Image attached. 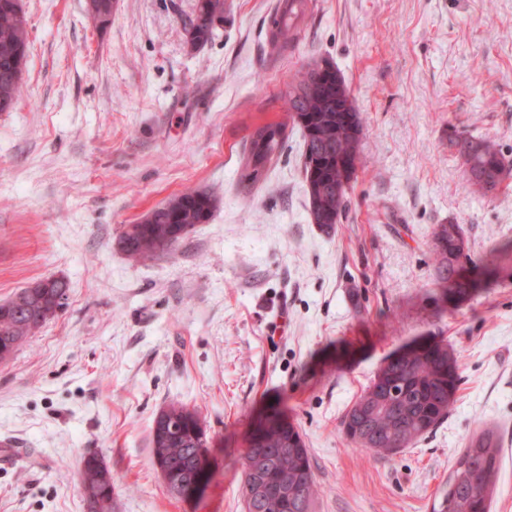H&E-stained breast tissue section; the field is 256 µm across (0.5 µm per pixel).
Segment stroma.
Masks as SVG:
<instances>
[{
    "label": "stroma",
    "mask_w": 512,
    "mask_h": 512,
    "mask_svg": "<svg viewBox=\"0 0 512 512\" xmlns=\"http://www.w3.org/2000/svg\"><path fill=\"white\" fill-rule=\"evenodd\" d=\"M277 0H225L211 43L184 25L195 0H22L23 93L0 112V302L65 278L57 317L0 361V512H87L89 453L112 472L113 512H244L239 455L280 408L305 436L315 512H431L480 424L500 430L492 512H512V179L484 196L452 130L512 158V0H309L294 40L269 44ZM326 58L363 118L366 163L340 224L308 218L301 134L255 185L249 135L284 121L295 76ZM188 190L218 199L178 247L136 262L127 225ZM459 224L490 288L443 305L436 225ZM437 336L462 382L447 421L382 459L341 419L392 352ZM198 410L212 478L172 496L152 464L160 408Z\"/></svg>",
    "instance_id": "35a3bbf8"
}]
</instances>
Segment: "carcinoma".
<instances>
[{
	"label": "carcinoma",
	"mask_w": 512,
	"mask_h": 512,
	"mask_svg": "<svg viewBox=\"0 0 512 512\" xmlns=\"http://www.w3.org/2000/svg\"><path fill=\"white\" fill-rule=\"evenodd\" d=\"M224 18V0H195L186 24L187 42L193 49L206 45ZM293 25L272 23L273 47L293 40ZM29 48L28 20L21 0H0V112H10L22 94L19 70L26 68ZM288 121L266 124L249 138L245 153V181L257 182L280 152L288 125L300 129L303 138L302 166L308 195L310 223L330 228L340 223L347 206L350 182L364 163L361 154L362 117L344 76L323 59L298 73L288 94ZM462 159L468 180L487 195L512 178V160L495 143L461 132L450 139ZM315 163L310 169L308 161ZM210 193L189 190L151 210L138 224H130L119 239L121 249L135 260H148L172 251L198 224H206L216 209ZM433 248L437 263V287L450 302L471 295L495 270L478 268L473 276L462 274L458 245L468 246L461 225L440 224ZM69 282L48 278L21 289L0 303V352L12 356L16 349L67 305ZM460 364L453 349L442 339L431 338L406 349L402 356L383 363L369 386L344 414L346 438L357 447L389 458L401 453L448 419L457 400ZM149 443L153 459L162 460L170 486L184 492L209 473L201 467L209 453L211 437L198 411L171 403L155 416ZM248 455L273 462L272 473L256 474L241 466L245 512H313L317 484L312 458L298 427L286 419L252 441ZM501 445L495 427L483 424L469 438L448 479L435 499L432 512H490L494 498ZM107 468L95 453L83 458L81 485L87 512H112V483L104 480ZM281 484L297 483L306 491V504L288 503L278 511L252 500L247 487L267 478Z\"/></svg>",
	"instance_id": "1"
}]
</instances>
